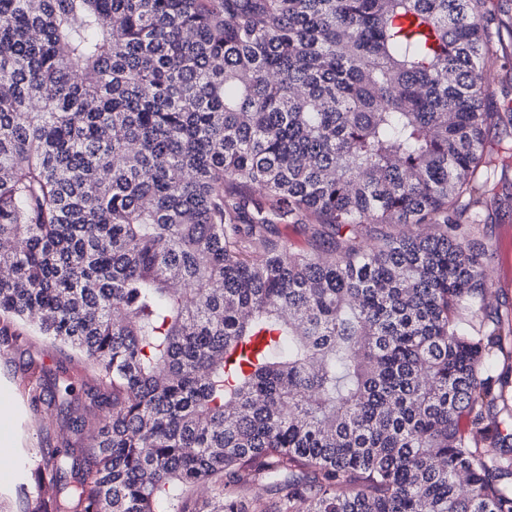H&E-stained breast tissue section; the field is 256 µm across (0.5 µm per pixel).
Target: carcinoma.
I'll return each mask as SVG.
<instances>
[{
	"mask_svg": "<svg viewBox=\"0 0 512 512\" xmlns=\"http://www.w3.org/2000/svg\"><path fill=\"white\" fill-rule=\"evenodd\" d=\"M481 4L0 0V346L93 378L23 512H512ZM273 235L284 241L293 252L308 251L323 256L327 253V244L323 241L327 237L313 238L299 224H277ZM492 375L496 388L502 394L496 404L485 412L482 426L498 428L506 433L511 431L512 414V338L504 340L503 349L498 352Z\"/></svg>",
	"mask_w": 512,
	"mask_h": 512,
	"instance_id": "cac0c4a2",
	"label": "carcinoma"
}]
</instances>
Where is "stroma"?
Here are the masks:
<instances>
[{"mask_svg":"<svg viewBox=\"0 0 512 512\" xmlns=\"http://www.w3.org/2000/svg\"><path fill=\"white\" fill-rule=\"evenodd\" d=\"M483 14L492 45L484 64L487 104L504 112L512 107V0H484ZM484 151L495 164L493 193L479 208L480 237L494 252L486 269L490 288L485 305L512 319V133L502 128L491 132ZM63 371L78 380L87 375L79 360L66 358L34 333L24 352H0V455L11 460L9 468L0 469V512H18V498L40 449L55 445L66 433L61 422L47 427L38 420L25 386L31 374ZM492 375L500 398L486 411L483 424L506 431L512 429V338L504 341Z\"/></svg>","mask_w":512,"mask_h":512,"instance_id":"35a3bbf8","label":"stroma"}]
</instances>
